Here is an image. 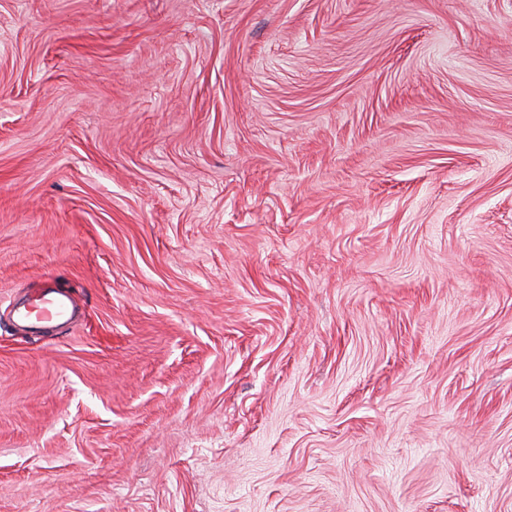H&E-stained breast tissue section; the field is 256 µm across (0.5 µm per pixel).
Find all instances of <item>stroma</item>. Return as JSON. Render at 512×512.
Returning a JSON list of instances; mask_svg holds the SVG:
<instances>
[{"mask_svg":"<svg viewBox=\"0 0 512 512\" xmlns=\"http://www.w3.org/2000/svg\"><path fill=\"white\" fill-rule=\"evenodd\" d=\"M0 512H512V0H0ZM72 307L71 297L48 285L31 290L27 301L14 310V316L24 328L37 332L50 323L64 320Z\"/></svg>","mask_w":512,"mask_h":512,"instance_id":"stroma-1","label":"stroma"}]
</instances>
